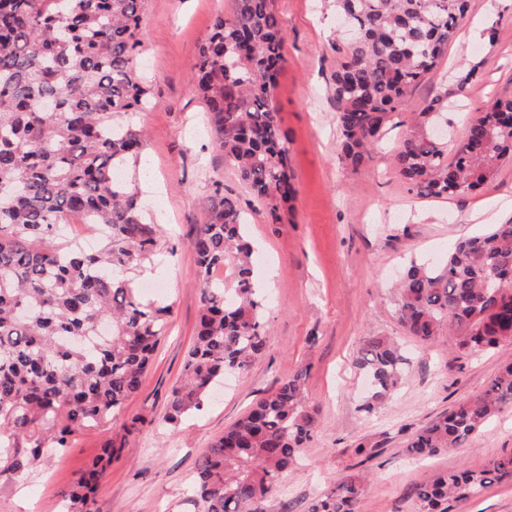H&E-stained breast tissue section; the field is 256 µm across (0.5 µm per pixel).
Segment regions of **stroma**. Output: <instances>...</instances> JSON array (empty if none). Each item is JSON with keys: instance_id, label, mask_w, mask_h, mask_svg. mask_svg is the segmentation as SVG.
<instances>
[{"instance_id": "1", "label": "stroma", "mask_w": 512, "mask_h": 512, "mask_svg": "<svg viewBox=\"0 0 512 512\" xmlns=\"http://www.w3.org/2000/svg\"><path fill=\"white\" fill-rule=\"evenodd\" d=\"M286 40L288 66L275 90L297 197L294 221L268 223L260 206L224 162L205 105L192 91L198 47L216 15L232 0H148L140 65L153 90L136 121L147 132L141 202L160 208L165 234L151 258L125 271L140 296L170 306L168 332L128 414L148 425L125 448L96 493V512H199L186 499L199 457L255 401L298 370L315 428L296 464L279 483L282 512H306L350 466L368 478L359 512H414V490L436 476L479 470L512 452V408L460 447L423 459L409 456L412 435L440 414L480 394L512 345L460 358L450 336L423 344L408 336L396 315L394 283L413 259L439 263L450 245L512 219V163L462 198L409 193L393 168L406 134L392 130L376 158L359 171L338 158L331 75L339 36L331 0H274ZM474 67L478 78L462 102L448 107V138L492 99L512 97V0H472L467 20L448 52L408 97L407 112L424 107L446 75ZM236 197L247 231L266 265L255 272L268 296L266 348L250 369L224 379L214 400L177 427L164 424L170 388L180 376L201 306L190 241L216 192ZM371 336L396 339L409 360L404 383L376 413L360 406L365 381L354 361ZM110 423L76 433L64 452L38 466L24 482L0 492V512H59L61 493L118 430ZM377 455L359 463L358 443Z\"/></svg>"}]
</instances>
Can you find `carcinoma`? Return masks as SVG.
<instances>
[{"instance_id":"1","label":"carcinoma","mask_w":512,"mask_h":512,"mask_svg":"<svg viewBox=\"0 0 512 512\" xmlns=\"http://www.w3.org/2000/svg\"><path fill=\"white\" fill-rule=\"evenodd\" d=\"M215 17L194 62L224 161L268 223L290 224L296 190L275 90L288 60L273 0H233ZM351 38L332 44L340 159L356 171L397 127L393 117L447 53L470 0H335ZM146 0H0V491L68 447L78 430L122 415L141 389L165 333L170 307L145 302L123 272L149 258L162 237L123 169L144 151L131 117L150 105L139 67ZM52 99L54 112L41 103ZM448 112V92L431 97L394 157L410 192L452 199L493 180L512 160V98L491 101L461 142L428 130ZM64 224H94L105 245L86 252L63 241ZM247 220L219 195L191 240L201 308L165 423L203 410L227 372L249 370L267 338L266 296L251 262ZM230 268L226 284L217 272ZM404 330L427 343L448 332L474 357L512 344V220L455 243L438 268L415 260L397 286ZM407 359L371 336L356 359L370 379L362 410L372 414L398 387ZM301 370L259 399L200 457L190 497L201 512H278L277 488L311 437L315 418ZM512 406V362L475 398L422 426L412 456L461 445ZM148 418L123 420L63 495L65 512H95L112 462ZM512 453L478 471L443 474L415 493V512H448L502 479ZM364 476L347 474L307 512H358Z\"/></svg>"}]
</instances>
